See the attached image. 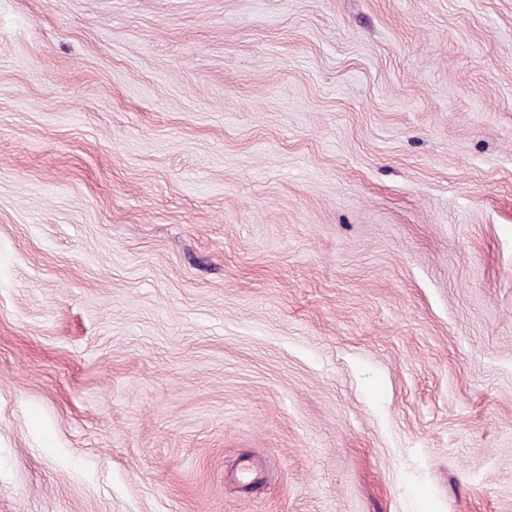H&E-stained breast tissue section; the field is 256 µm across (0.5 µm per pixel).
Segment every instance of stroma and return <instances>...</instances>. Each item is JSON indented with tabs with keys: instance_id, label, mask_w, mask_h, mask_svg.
Returning <instances> with one entry per match:
<instances>
[{
	"instance_id": "35a3bbf8",
	"label": "stroma",
	"mask_w": 512,
	"mask_h": 512,
	"mask_svg": "<svg viewBox=\"0 0 512 512\" xmlns=\"http://www.w3.org/2000/svg\"><path fill=\"white\" fill-rule=\"evenodd\" d=\"M0 512H512V0H0Z\"/></svg>"
}]
</instances>
